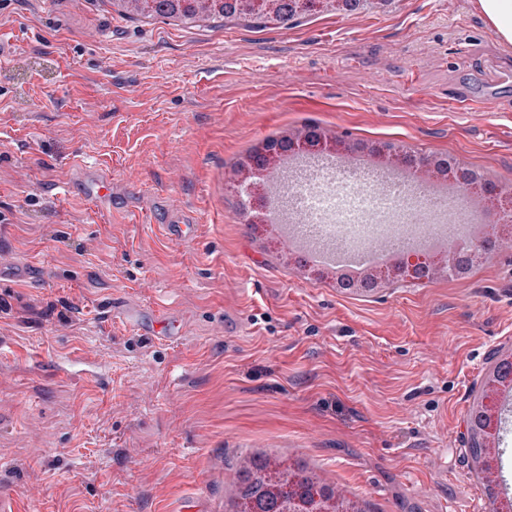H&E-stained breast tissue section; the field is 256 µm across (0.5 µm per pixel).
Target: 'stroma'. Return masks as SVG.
<instances>
[{
	"mask_svg": "<svg viewBox=\"0 0 512 512\" xmlns=\"http://www.w3.org/2000/svg\"><path fill=\"white\" fill-rule=\"evenodd\" d=\"M478 99L485 112H457ZM318 125L339 163L449 155L512 190V44L478 0H392L260 29L0 0V493L26 512H233L254 455L363 512H491L465 424L512 355V222L447 272L346 293L240 203L265 138ZM112 198L87 190L98 173ZM190 224L175 241L167 225ZM142 313V330L126 311ZM180 334L152 339L156 316Z\"/></svg>",
	"mask_w": 512,
	"mask_h": 512,
	"instance_id": "1",
	"label": "stroma"
}]
</instances>
